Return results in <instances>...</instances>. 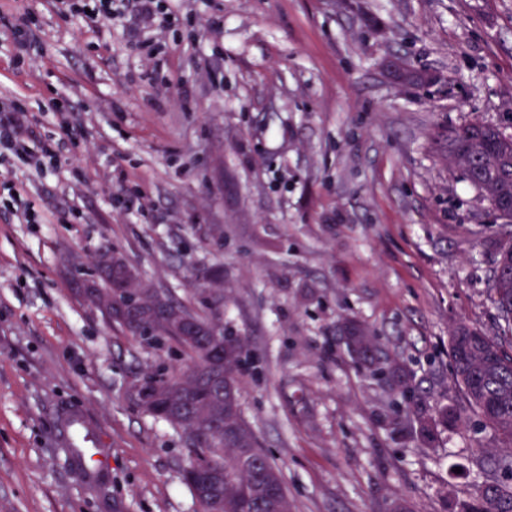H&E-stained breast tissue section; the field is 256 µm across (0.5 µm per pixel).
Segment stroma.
Listing matches in <instances>:
<instances>
[{"label": "stroma", "instance_id": "stroma-1", "mask_svg": "<svg viewBox=\"0 0 512 512\" xmlns=\"http://www.w3.org/2000/svg\"><path fill=\"white\" fill-rule=\"evenodd\" d=\"M171 23L0 0V107L38 147L0 149V512H201L179 433L129 386L186 356L113 330L74 294L108 246L204 314L221 269L224 329L246 343L241 413L291 512H457L496 446L474 416L432 448L391 426L399 397L347 354L364 323L448 391V334L495 333L505 219L442 161L464 122L512 132V0H162ZM36 42L24 53L12 26ZM440 72L431 98L392 56ZM135 207H128V200ZM81 410L107 464L88 482L55 432Z\"/></svg>", "mask_w": 512, "mask_h": 512}]
</instances>
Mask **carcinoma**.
Here are the masks:
<instances>
[{
    "label": "carcinoma",
    "instance_id": "obj_1",
    "mask_svg": "<svg viewBox=\"0 0 512 512\" xmlns=\"http://www.w3.org/2000/svg\"><path fill=\"white\" fill-rule=\"evenodd\" d=\"M436 139L440 157L448 160L471 186L478 189L500 212L511 219L512 210L502 206V198L512 197V134L499 125L464 123L443 128ZM491 301L504 322L491 336L465 324L455 326L448 341L452 365V388L495 435L500 448L492 456L485 477L475 495L460 503V512H512V484L497 473L504 463L512 467V232L500 239L492 277ZM344 343L349 355L373 376L399 391L403 402L393 420L394 430L405 441L421 447L434 446L445 431L462 426L464 417L457 402L438 401L424 406L417 394L412 374L391 363L363 325H344ZM164 338L180 348L197 367L210 361V337L183 336L175 328L155 330L142 337L145 342ZM238 344V352L224 359V377L237 383L236 372L245 354L244 340L227 336ZM179 374L160 376L155 371L138 379L173 402L170 410L148 415L186 434L191 427H208L213 419L233 422L237 436L226 443L217 438L203 448L187 447L188 463L182 470L183 483L209 512L211 500L224 498V512H290L281 474L269 457L257 447L256 437L242 417L238 396H220L213 388L186 407Z\"/></svg>",
    "mask_w": 512,
    "mask_h": 512
}]
</instances>
